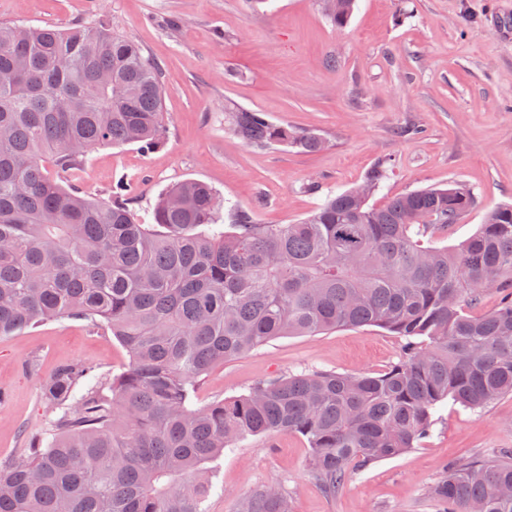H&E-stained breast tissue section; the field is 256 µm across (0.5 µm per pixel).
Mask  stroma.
Masks as SVG:
<instances>
[{"label": "stroma", "instance_id": "35a3bbf8", "mask_svg": "<svg viewBox=\"0 0 512 512\" xmlns=\"http://www.w3.org/2000/svg\"><path fill=\"white\" fill-rule=\"evenodd\" d=\"M173 17L183 21L175 31L165 25ZM100 20L160 67L167 136L149 152L135 144L91 152L70 182L93 196L121 192L143 213L171 185L201 180L258 223L293 224L390 158L374 204L451 185L474 194L460 223L435 234L438 245L459 243L488 210L512 204V0H356L340 30L319 0H270L259 11L247 0H0L1 24L68 29ZM230 101L316 132L325 146L249 147L228 127ZM404 344L372 326L283 336L214 365L193 402L237 397L288 373H380L399 362ZM129 361L109 330L83 320L0 336V462L26 458L58 365L116 374ZM506 448L512 395L476 411L447 401L417 448L355 470L331 496L309 471L306 438L250 437L218 460L206 508L236 512L258 487L280 484L292 512H435L432 491L445 465L495 460Z\"/></svg>", "mask_w": 512, "mask_h": 512}]
</instances>
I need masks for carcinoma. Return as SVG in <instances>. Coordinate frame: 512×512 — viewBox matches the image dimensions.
I'll use <instances>...</instances> for the list:
<instances>
[{
    "label": "carcinoma",
    "mask_w": 512,
    "mask_h": 512,
    "mask_svg": "<svg viewBox=\"0 0 512 512\" xmlns=\"http://www.w3.org/2000/svg\"><path fill=\"white\" fill-rule=\"evenodd\" d=\"M356 0L325 12L345 27ZM246 145L324 147L264 113L233 108ZM166 135L160 69L105 24H0V336L58 319L112 331L131 357L112 377L61 365L46 384V432L0 468V512H206L224 449L279 432L307 439L333 495L353 468L397 457L450 399L482 409L512 394V205L452 247L433 244L474 205L461 186L369 198L363 186L294 224H257L206 183L186 180L142 217L120 193L93 200L64 184L100 146L154 150ZM497 308L472 314L487 289ZM376 326L406 340L377 373L305 371L193 407L218 362L280 336ZM439 512H512V452L446 469ZM238 512H291L263 486Z\"/></svg>",
    "instance_id": "1"
}]
</instances>
